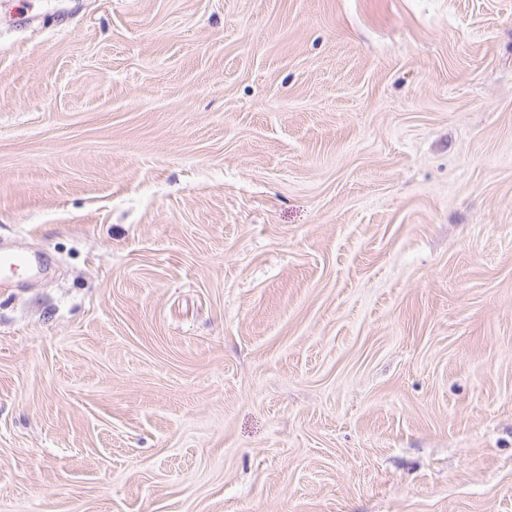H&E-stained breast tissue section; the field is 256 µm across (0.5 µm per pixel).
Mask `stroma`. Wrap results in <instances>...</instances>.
<instances>
[{"instance_id":"1","label":"stroma","mask_w":512,"mask_h":512,"mask_svg":"<svg viewBox=\"0 0 512 512\" xmlns=\"http://www.w3.org/2000/svg\"><path fill=\"white\" fill-rule=\"evenodd\" d=\"M0 512H512V0H0Z\"/></svg>"}]
</instances>
